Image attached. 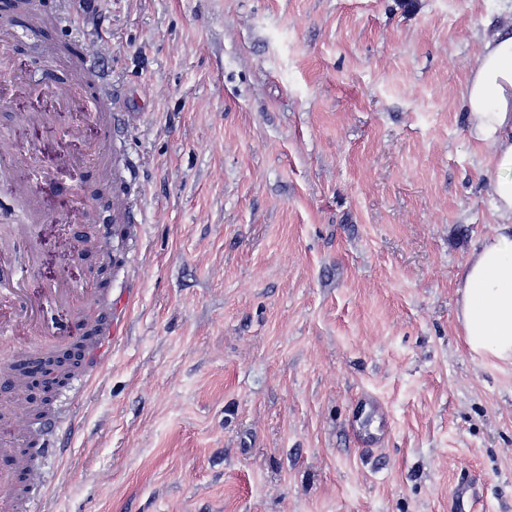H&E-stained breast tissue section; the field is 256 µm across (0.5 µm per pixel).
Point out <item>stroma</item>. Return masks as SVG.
<instances>
[{
	"label": "stroma",
	"mask_w": 512,
	"mask_h": 512,
	"mask_svg": "<svg viewBox=\"0 0 512 512\" xmlns=\"http://www.w3.org/2000/svg\"><path fill=\"white\" fill-rule=\"evenodd\" d=\"M33 0L10 49L33 77L100 40L136 119L112 240V322L60 388L45 512H512V362L468 352L460 273L496 229L461 93L512 0ZM68 22H60L62 10ZM0 102L45 175L96 135ZM57 180L24 301L88 278ZM386 430H353L365 394Z\"/></svg>",
	"instance_id": "stroma-1"
}]
</instances>
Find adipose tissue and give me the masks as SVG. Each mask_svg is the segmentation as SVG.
<instances>
[{
  "label": "adipose tissue",
  "instance_id": "adipose-tissue-1",
  "mask_svg": "<svg viewBox=\"0 0 512 512\" xmlns=\"http://www.w3.org/2000/svg\"><path fill=\"white\" fill-rule=\"evenodd\" d=\"M466 132L488 152L487 196L500 227L484 236L462 271L457 322L471 354L512 360V29L498 32L462 90Z\"/></svg>",
  "mask_w": 512,
  "mask_h": 512
}]
</instances>
